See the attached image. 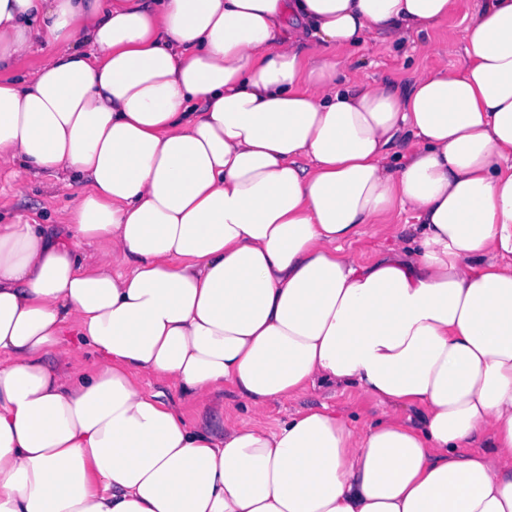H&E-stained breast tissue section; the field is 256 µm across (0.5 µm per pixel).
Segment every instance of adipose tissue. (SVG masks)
Here are the masks:
<instances>
[{"label":"adipose tissue","mask_w":512,"mask_h":512,"mask_svg":"<svg viewBox=\"0 0 512 512\" xmlns=\"http://www.w3.org/2000/svg\"><path fill=\"white\" fill-rule=\"evenodd\" d=\"M453 3L0 0V172L72 198L0 224V512H512V0L452 69L348 53L435 56ZM402 213L416 247L353 251ZM326 385L381 420L264 424ZM475 17V0H458L453 13L431 32L440 57L422 59L411 51V40H402V47L397 45L373 53L362 46L353 52L352 59L364 75L375 80H392L406 82L416 71L434 66L439 62H448V67L457 66L461 60L459 38L462 29ZM142 385L145 390L152 392H162L164 393V399H170L172 402L180 404L186 416L191 422H199L205 420L210 425L214 416L217 415L219 410H222L223 408L226 414L231 412H244L241 399L239 398L237 392L230 386L224 387V391L219 393L205 410L202 405L192 400L181 398V396L176 391L167 388L153 377L145 376L142 379Z\"/></svg>","instance_id":"obj_1"}]
</instances>
